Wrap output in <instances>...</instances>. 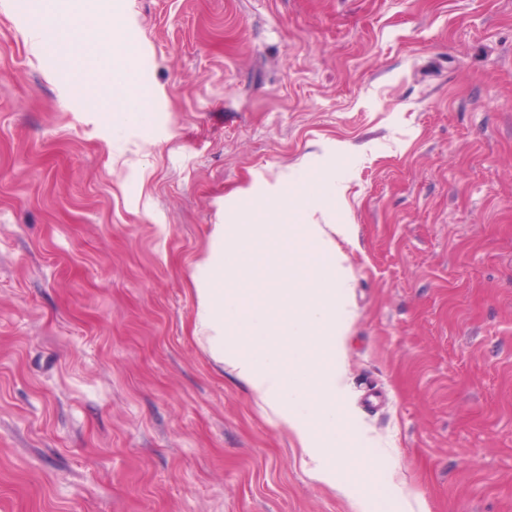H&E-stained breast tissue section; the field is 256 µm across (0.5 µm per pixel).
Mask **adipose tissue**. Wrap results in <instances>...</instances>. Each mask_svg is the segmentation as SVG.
I'll list each match as a JSON object with an SVG mask.
<instances>
[{
  "mask_svg": "<svg viewBox=\"0 0 512 512\" xmlns=\"http://www.w3.org/2000/svg\"><path fill=\"white\" fill-rule=\"evenodd\" d=\"M49 11L70 13L56 27L61 67L80 83L88 103L110 112H141L151 90L127 67L132 54L118 43L120 19L102 24L69 0H44ZM93 30L94 47L71 52ZM297 224H217L196 277L194 329L214 360L245 383L297 438L321 481L344 477L366 484L374 467L350 447L348 406L339 357L350 331V286L336 239L332 206L310 201Z\"/></svg>",
  "mask_w": 512,
  "mask_h": 512,
  "instance_id": "adipose-tissue-1",
  "label": "adipose tissue"
}]
</instances>
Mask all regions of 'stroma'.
<instances>
[{
	"instance_id": "35a3bbf8",
	"label": "stroma",
	"mask_w": 512,
	"mask_h": 512,
	"mask_svg": "<svg viewBox=\"0 0 512 512\" xmlns=\"http://www.w3.org/2000/svg\"><path fill=\"white\" fill-rule=\"evenodd\" d=\"M156 95L85 111L0 0V512H356L194 330L245 189L315 174L369 512H512V0H82Z\"/></svg>"
}]
</instances>
